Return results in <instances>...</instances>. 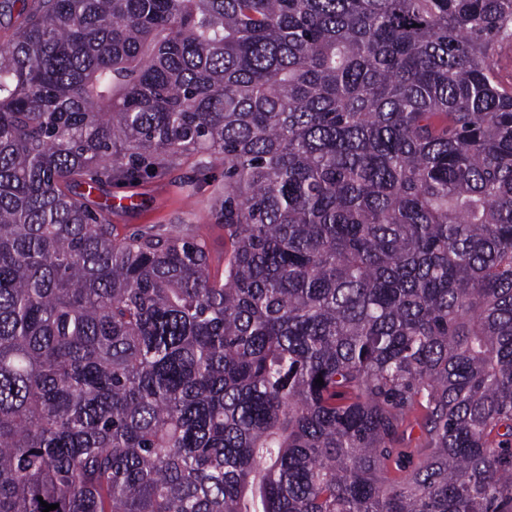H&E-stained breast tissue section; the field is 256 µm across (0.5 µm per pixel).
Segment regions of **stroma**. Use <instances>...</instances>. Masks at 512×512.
Listing matches in <instances>:
<instances>
[{
	"instance_id": "35a3bbf8",
	"label": "stroma",
	"mask_w": 512,
	"mask_h": 512,
	"mask_svg": "<svg viewBox=\"0 0 512 512\" xmlns=\"http://www.w3.org/2000/svg\"><path fill=\"white\" fill-rule=\"evenodd\" d=\"M223 183V170L200 175L197 158L190 155L161 176L132 184L109 182L92 199L110 204L108 218L121 234L145 224L205 225L211 271L219 274L224 269V230L212 220L209 201Z\"/></svg>"
}]
</instances>
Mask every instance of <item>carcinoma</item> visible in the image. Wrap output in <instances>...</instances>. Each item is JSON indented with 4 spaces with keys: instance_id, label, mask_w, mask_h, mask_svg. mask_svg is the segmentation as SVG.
<instances>
[{
    "instance_id": "obj_1",
    "label": "carcinoma",
    "mask_w": 512,
    "mask_h": 512,
    "mask_svg": "<svg viewBox=\"0 0 512 512\" xmlns=\"http://www.w3.org/2000/svg\"><path fill=\"white\" fill-rule=\"evenodd\" d=\"M509 39L512 0H38L0 46V512H512ZM192 154L219 279L80 191ZM494 59L503 85L512 86V41L499 45Z\"/></svg>"
}]
</instances>
